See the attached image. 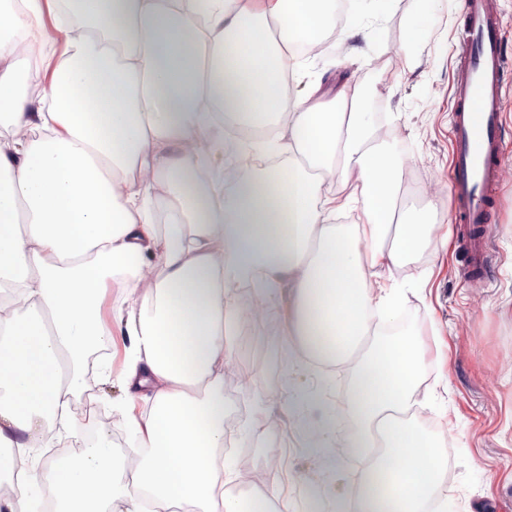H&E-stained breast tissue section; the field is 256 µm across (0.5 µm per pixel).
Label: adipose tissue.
<instances>
[{"label": "adipose tissue", "instance_id": "obj_1", "mask_svg": "<svg viewBox=\"0 0 512 512\" xmlns=\"http://www.w3.org/2000/svg\"><path fill=\"white\" fill-rule=\"evenodd\" d=\"M48 2L0 0V447L12 449L18 474L0 512H29L49 483L54 512H112L119 496L126 512H142L147 487L151 512L177 503L223 512L224 322L236 317L224 295L245 282L260 300L288 286L279 347L345 363L377 336L336 417L359 424L352 444L388 449L363 478L362 512H425L448 451L395 416L415 404L423 360L405 288L370 282L376 264L416 257L431 207L402 209L392 223L403 161L374 145L360 88L328 102L288 106L282 96L284 70L308 69L303 52L336 28V0H209L201 24L181 0H74L84 25L58 56L22 55ZM217 101L286 119L291 142L264 148L287 165L227 193L202 179L158 212V177L213 168L223 155L208 110ZM336 173L363 224L332 223L321 204ZM148 273L152 295L128 329V383L152 390L150 413L133 423L135 479L103 432L42 474L34 453L52 445L47 419L70 423L90 354L112 343L101 288L115 281L131 293ZM200 382L204 396L189 395Z\"/></svg>", "mask_w": 512, "mask_h": 512}]
</instances>
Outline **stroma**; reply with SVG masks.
<instances>
[{
    "instance_id": "stroma-1",
    "label": "stroma",
    "mask_w": 512,
    "mask_h": 512,
    "mask_svg": "<svg viewBox=\"0 0 512 512\" xmlns=\"http://www.w3.org/2000/svg\"><path fill=\"white\" fill-rule=\"evenodd\" d=\"M406 0H400L370 34H354L337 59L321 56L314 73L292 76L290 99L318 90L332 96L363 88L364 105L384 114L388 139L382 147L404 160L396 196L431 203L434 229L415 261L374 267V285L403 284L406 305L426 367L417 390L428 434L443 436L451 479L442 512H512V183L497 192L499 210L490 238L494 276L483 288L460 277L461 239L448 233L450 64L461 0H445L438 16L446 24L415 43L406 39ZM152 293L141 282L131 297L106 290L101 313L112 331L110 376L93 373L82 388L88 410H76L74 424L54 445L38 451L49 471L57 453L71 451L81 435L106 430L117 457L134 463L139 455L129 434L132 419L146 417V398L130 399L126 386L131 338L130 311ZM285 288L266 300L267 316L232 325L224 361V417L230 420L234 452L225 469L251 471V493L259 508L275 512H353V489L365 468L357 448L337 447L353 424L332 419L353 389L356 362L324 369L300 349L284 350L275 340L282 328ZM322 432L330 450L318 451L310 432Z\"/></svg>"
}]
</instances>
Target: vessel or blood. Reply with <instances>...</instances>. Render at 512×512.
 I'll list each match as a JSON object with an SVG mask.
<instances>
[{
	"instance_id": "obj_1",
	"label": "vessel or blood",
	"mask_w": 512,
	"mask_h": 512,
	"mask_svg": "<svg viewBox=\"0 0 512 512\" xmlns=\"http://www.w3.org/2000/svg\"><path fill=\"white\" fill-rule=\"evenodd\" d=\"M456 40L450 221L464 233L465 279L478 288L490 268L495 191L512 181V156L502 150L506 130L501 123L512 104V55L503 47L497 0H463Z\"/></svg>"
}]
</instances>
